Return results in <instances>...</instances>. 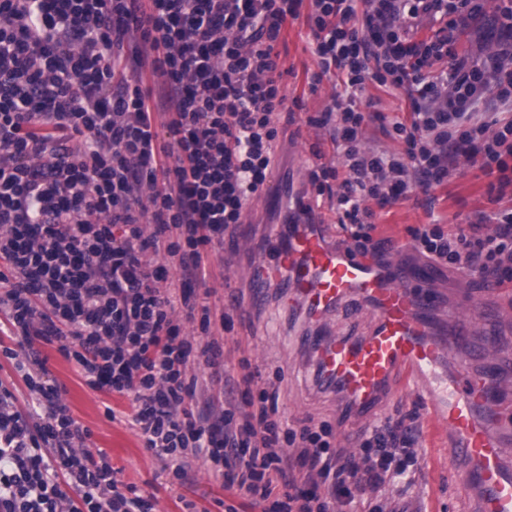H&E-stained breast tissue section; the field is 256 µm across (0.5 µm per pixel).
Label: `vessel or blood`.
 <instances>
[{
  "label": "vessel or blood",
  "instance_id": "b4317fda",
  "mask_svg": "<svg viewBox=\"0 0 512 512\" xmlns=\"http://www.w3.org/2000/svg\"><path fill=\"white\" fill-rule=\"evenodd\" d=\"M432 271L378 267L330 243L319 224L300 221L290 234L268 225L249 279L253 304L278 289L311 327L302 349L317 356L325 391L340 396L351 413L378 409L400 371L445 404L450 456L459 461L457 481L473 499L472 512H512V399L486 377L453 365L459 348L478 355L474 341L495 322L493 289L450 309L443 339H435L427 312L434 302ZM356 304L366 310L357 335L321 332L329 317Z\"/></svg>",
  "mask_w": 512,
  "mask_h": 512
}]
</instances>
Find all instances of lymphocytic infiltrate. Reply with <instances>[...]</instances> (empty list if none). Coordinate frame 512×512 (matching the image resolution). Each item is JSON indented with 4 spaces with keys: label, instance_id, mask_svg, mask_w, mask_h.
<instances>
[{
    "label": "lymphocytic infiltrate",
    "instance_id": "lymphocytic-infiltrate-1",
    "mask_svg": "<svg viewBox=\"0 0 512 512\" xmlns=\"http://www.w3.org/2000/svg\"><path fill=\"white\" fill-rule=\"evenodd\" d=\"M301 0H0V356L30 396L0 383V512H154L90 450L38 344L56 346L93 390L128 397L124 416L171 478L200 460L264 512L360 505L403 478L417 426L387 419L361 451L329 423L283 426L280 386L247 360L224 365L213 331L209 258L265 181L287 99L275 47ZM487 0H311L319 70L333 94L309 126L340 158L309 172L349 228L350 252L387 266L377 209L429 192L460 163L512 187V41L484 67L456 49L477 17L512 32V6ZM425 19L434 39H413ZM411 103L387 152L364 142L369 83ZM494 98H487V87ZM493 100L496 111H480ZM434 266L512 284V210L468 229L411 228ZM192 335H185L184 325Z\"/></svg>",
    "mask_w": 512,
    "mask_h": 512
}]
</instances>
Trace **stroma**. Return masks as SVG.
Here are the masks:
<instances>
[{
    "mask_svg": "<svg viewBox=\"0 0 512 512\" xmlns=\"http://www.w3.org/2000/svg\"><path fill=\"white\" fill-rule=\"evenodd\" d=\"M309 4H302L298 18L288 20L277 45L279 62L288 69L286 80L289 97L301 98L304 108L294 120L280 118L279 141L274 163L281 168L299 165L298 179L304 192H311L308 172L316 162L332 164L336 152L327 131L310 127L309 114L329 102L336 83L323 79L318 87H310L309 78L318 70V58L313 52V37L307 21ZM488 179L475 167L462 166L460 172L449 178L447 185L438 188L431 207H423L419 197L396 202L379 211L375 222L376 237L390 238L403 245L397 261L414 269L421 258L410 249L409 228L422 224L467 225L478 213L493 214L499 209L512 208V192L500 202L490 201L486 193ZM254 227L248 240L237 250L212 255L210 263L214 276L209 282L215 292L217 306H224L230 298H237L240 306L232 314L231 325L224 329V357L228 364L247 360L251 371L262 380H280L281 398L279 416L283 422L296 423L313 419L314 423L337 424L335 444L351 452H358L360 431L373 427L372 419L358 417L339 423L338 403L327 393L320 392L313 382L307 357L296 349V335L300 322H289L288 312L276 297H267L261 306L248 304V279L261 247V226L264 222L283 223L288 208L265 212L260 199H251ZM435 304L431 318L436 328H443L448 320V308L461 305L468 297L480 294L477 280L459 283L448 276L447 269H439L432 281ZM47 366L65 388L64 398L73 416L91 431L89 446L102 449L120 468L122 482L135 484L139 489L154 494L156 512H180L181 499L192 500L197 512H224L225 505H234L237 512H263L262 505L225 489L220 474L200 462L193 463L189 478L183 484L169 485L162 473L163 463L143 446L142 439L123 421L106 418V408L123 411L126 398L109 391L97 392L88 388L75 370L73 363L64 359L54 347L43 349ZM383 416L410 415L416 417L423 430L419 448L409 470L412 483L408 488H389L386 496L394 512H466L461 501L454 470L448 464V428L431 414L422 397L406 393L389 399Z\"/></svg>",
    "mask_w": 512,
    "mask_h": 512,
    "instance_id": "35a3bbf8",
    "label": "stroma"
}]
</instances>
